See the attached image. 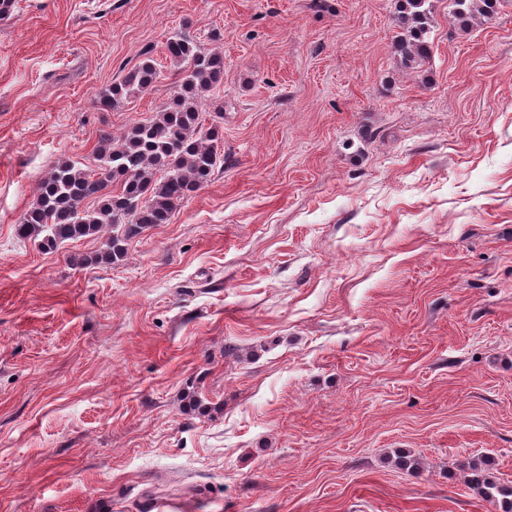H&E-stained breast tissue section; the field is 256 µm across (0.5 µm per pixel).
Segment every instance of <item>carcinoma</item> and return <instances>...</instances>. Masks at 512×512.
<instances>
[{"mask_svg":"<svg viewBox=\"0 0 512 512\" xmlns=\"http://www.w3.org/2000/svg\"><path fill=\"white\" fill-rule=\"evenodd\" d=\"M498 0H452L451 14L465 29L496 12ZM431 0H396L397 28L393 50L405 71H426L432 54L428 39ZM165 54L179 67L172 97L148 118L133 122L119 137H101L95 167L61 159L39 183L16 235L53 252L69 242L106 232L104 249L93 255H72L74 266L116 264L135 237L171 222L176 209L210 181L224 164L223 127L206 123L200 104L224 83V55L204 50L182 33L165 42ZM162 71L148 56L109 88L96 94L108 112L124 101L152 91ZM495 460L481 456L459 464L465 483L479 496L512 512V486L496 481Z\"/></svg>","mask_w":512,"mask_h":512,"instance_id":"obj_1","label":"carcinoma"}]
</instances>
